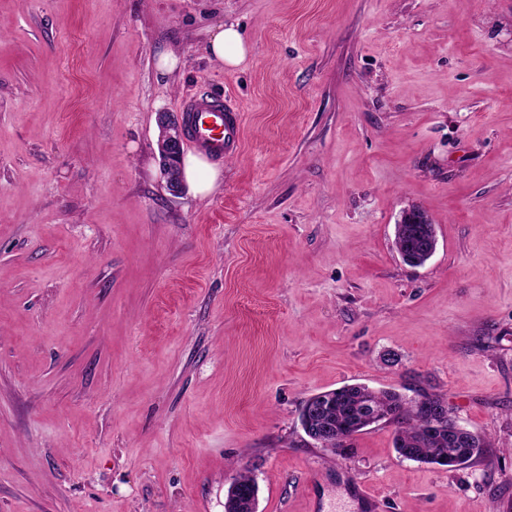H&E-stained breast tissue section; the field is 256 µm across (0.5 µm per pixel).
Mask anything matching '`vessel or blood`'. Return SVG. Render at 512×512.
Wrapping results in <instances>:
<instances>
[{"label": "vessel or blood", "mask_w": 512, "mask_h": 512, "mask_svg": "<svg viewBox=\"0 0 512 512\" xmlns=\"http://www.w3.org/2000/svg\"><path fill=\"white\" fill-rule=\"evenodd\" d=\"M187 138L198 150L213 157L235 154L240 146V116L217 98L203 96L186 105Z\"/></svg>", "instance_id": "1"}]
</instances>
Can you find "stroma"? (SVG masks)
I'll return each instance as SVG.
<instances>
[{"instance_id":"stroma-1","label":"stroma","mask_w":512,"mask_h":512,"mask_svg":"<svg viewBox=\"0 0 512 512\" xmlns=\"http://www.w3.org/2000/svg\"><path fill=\"white\" fill-rule=\"evenodd\" d=\"M204 91L241 147L174 196L157 115ZM348 384L489 446L331 452L301 409ZM243 470L258 512H512V0H0V512H224ZM208 53L226 67L239 65L246 55L243 38L234 25L223 26L212 37ZM396 236H410L417 240L416 246L402 255L406 264L419 263L421 260H424V264L437 247L435 224L427 211L420 207L413 206L402 211L396 223Z\"/></svg>"}]
</instances>
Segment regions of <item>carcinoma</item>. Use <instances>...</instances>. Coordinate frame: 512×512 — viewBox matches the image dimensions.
<instances>
[{
    "mask_svg": "<svg viewBox=\"0 0 512 512\" xmlns=\"http://www.w3.org/2000/svg\"><path fill=\"white\" fill-rule=\"evenodd\" d=\"M442 406L445 401L435 394L421 392L407 399L395 391H375L365 385H345L336 389V399L323 409L317 424L336 429L340 435L374 412L382 422L395 426L393 445L405 459L455 468L479 457L488 446L485 436L463 426L453 434L444 429L428 432L423 415L425 403ZM448 462H443V459Z\"/></svg>",
    "mask_w": 512,
    "mask_h": 512,
    "instance_id": "obj_1",
    "label": "carcinoma"
}]
</instances>
